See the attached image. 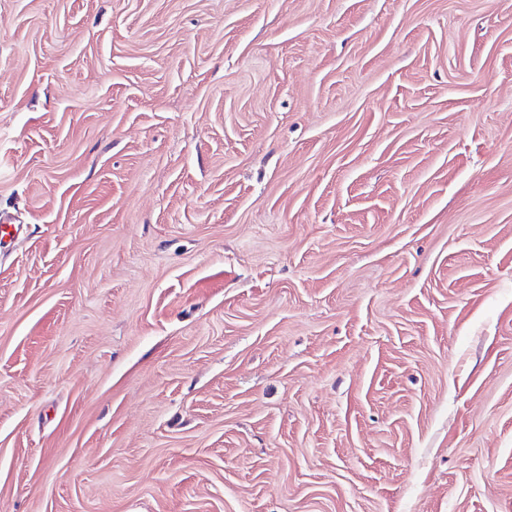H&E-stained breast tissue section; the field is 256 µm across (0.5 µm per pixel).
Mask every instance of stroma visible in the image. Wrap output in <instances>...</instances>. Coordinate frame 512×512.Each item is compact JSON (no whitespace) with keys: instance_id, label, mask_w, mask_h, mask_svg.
Here are the masks:
<instances>
[{"instance_id":"obj_1","label":"stroma","mask_w":512,"mask_h":512,"mask_svg":"<svg viewBox=\"0 0 512 512\" xmlns=\"http://www.w3.org/2000/svg\"><path fill=\"white\" fill-rule=\"evenodd\" d=\"M0 512H512V0H0Z\"/></svg>"}]
</instances>
